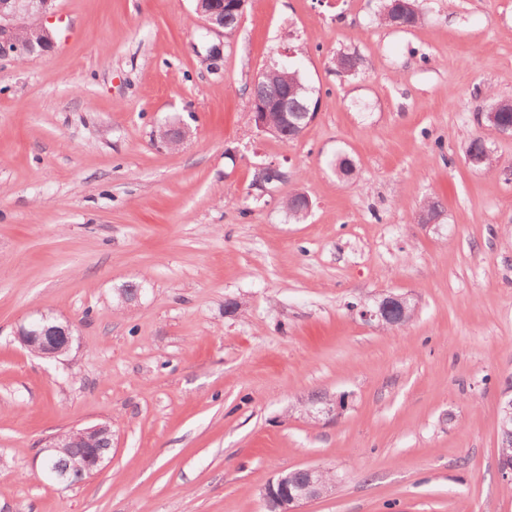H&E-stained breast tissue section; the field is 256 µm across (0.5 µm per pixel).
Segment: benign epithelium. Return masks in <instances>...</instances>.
<instances>
[{
	"label": "benign epithelium",
	"mask_w": 512,
	"mask_h": 512,
	"mask_svg": "<svg viewBox=\"0 0 512 512\" xmlns=\"http://www.w3.org/2000/svg\"><path fill=\"white\" fill-rule=\"evenodd\" d=\"M248 0H208L206 7L199 8L198 12L204 28L219 37L224 36V23L233 19L240 21L246 12ZM54 0H0V58H11L20 52L33 55L37 46L53 45L52 32L40 24L37 34L41 36L38 44L23 43L18 33L30 16L44 20L53 13ZM279 112L288 125L299 128V121L311 123L315 112L308 110L298 112L289 117L288 97L278 100H256L255 108L250 112L253 126L260 132L267 129L266 123L269 113ZM486 124L489 129L500 134H512V125L502 122L495 112L484 113V120L478 124ZM284 172L275 162L256 165L254 185L261 192L267 191V186L282 179ZM411 301L404 295L387 294L370 309L360 310V316L367 321H374L379 326L395 324L391 310L405 309ZM15 340L25 349L49 359H57L64 353H69L75 340L74 330L70 323L44 314L41 318L29 325H22L15 333ZM497 422L504 427L512 424V391L503 392ZM69 448H82L84 455L75 458L71 464L72 472L78 475H89L101 469L112 453V429L107 424L73 429L62 434L49 444L51 448H60L62 445ZM323 470L315 467L296 469L286 474H280L272 479L263 490L264 499H276L281 504V512H299L301 504L322 496L318 486L322 482Z\"/></svg>",
	"instance_id": "benign-epithelium-1"
}]
</instances>
